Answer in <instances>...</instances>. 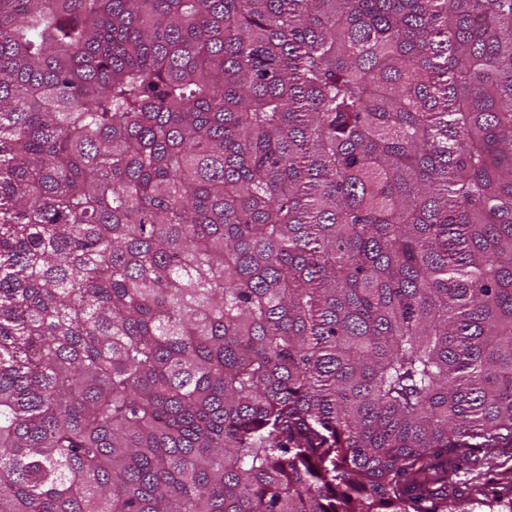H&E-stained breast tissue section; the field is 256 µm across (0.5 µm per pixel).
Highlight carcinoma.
Listing matches in <instances>:
<instances>
[{"mask_svg": "<svg viewBox=\"0 0 512 512\" xmlns=\"http://www.w3.org/2000/svg\"><path fill=\"white\" fill-rule=\"evenodd\" d=\"M512 446V0H0V512H472Z\"/></svg>", "mask_w": 512, "mask_h": 512, "instance_id": "carcinoma-1", "label": "carcinoma"}]
</instances>
